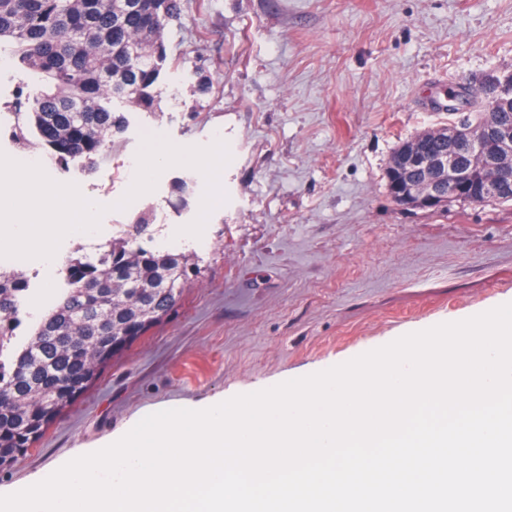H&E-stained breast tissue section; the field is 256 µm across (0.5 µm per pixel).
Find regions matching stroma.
<instances>
[{"mask_svg": "<svg viewBox=\"0 0 512 512\" xmlns=\"http://www.w3.org/2000/svg\"><path fill=\"white\" fill-rule=\"evenodd\" d=\"M166 41L176 64L158 110L109 99L128 121L111 153L89 171L45 172L107 206L93 245L146 213L151 246L178 231L204 272L31 455L0 470L1 494L153 412L255 392L512 300V206L407 209L386 186L395 149L447 125L449 91L512 72V0H183ZM203 73L213 88L199 96ZM154 129L229 147L227 201L201 237L180 232L205 188L193 168L165 169L154 191L114 208Z\"/></svg>", "mask_w": 512, "mask_h": 512, "instance_id": "stroma-1", "label": "stroma"}]
</instances>
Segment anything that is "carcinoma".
Returning <instances> with one entry per match:
<instances>
[{
	"label": "carcinoma",
	"mask_w": 512,
	"mask_h": 512,
	"mask_svg": "<svg viewBox=\"0 0 512 512\" xmlns=\"http://www.w3.org/2000/svg\"><path fill=\"white\" fill-rule=\"evenodd\" d=\"M0 0V42L32 76L5 104L9 138L41 150L55 164L79 160L91 170L127 128L102 101L120 95L154 112L156 85L168 59L165 34L182 0ZM494 88L448 95L470 107L478 125ZM148 218L122 224L98 257L69 255L68 277L34 318L24 342L21 307L27 270L0 268V469L35 449L50 426L93 388L112 360L173 313L202 274L193 251L146 248Z\"/></svg>",
	"instance_id": "carcinoma-1"
}]
</instances>
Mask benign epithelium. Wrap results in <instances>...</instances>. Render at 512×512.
<instances>
[{
    "mask_svg": "<svg viewBox=\"0 0 512 512\" xmlns=\"http://www.w3.org/2000/svg\"><path fill=\"white\" fill-rule=\"evenodd\" d=\"M491 83L497 93L490 111L498 116L480 128L468 125L459 117L448 125L433 129V134L448 143V152L433 157L423 148L430 137L424 131L410 140L400 151V160L407 168H433L448 171V180L402 184L391 181L392 191L399 192L397 200L405 208L439 209L453 200L478 202L497 195L512 186V74L494 77ZM479 156L480 174L456 163V150L463 142Z\"/></svg>",
    "mask_w": 512,
    "mask_h": 512,
    "instance_id": "7a95c632",
    "label": "benign epithelium"
}]
</instances>
